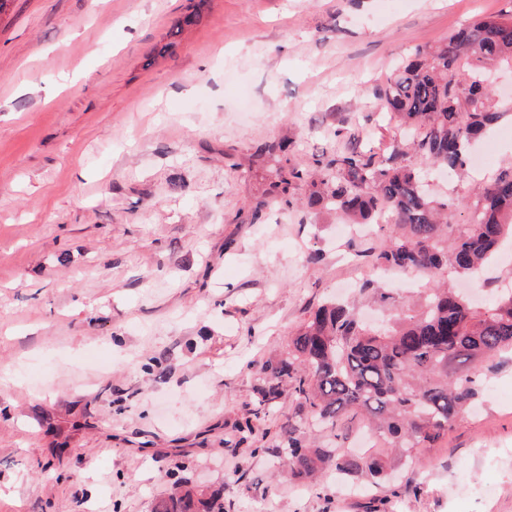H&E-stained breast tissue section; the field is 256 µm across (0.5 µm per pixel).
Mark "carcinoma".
<instances>
[{
    "instance_id": "cac0c4a2",
    "label": "carcinoma",
    "mask_w": 512,
    "mask_h": 512,
    "mask_svg": "<svg viewBox=\"0 0 512 512\" xmlns=\"http://www.w3.org/2000/svg\"><path fill=\"white\" fill-rule=\"evenodd\" d=\"M512 67V15L474 21L434 47L415 51L377 90L381 108L412 132L411 150L426 164L461 169L472 142L502 113L493 108L486 82L501 64ZM280 202L303 183L308 201L364 224L386 215L390 234L376 253L381 268L433 274L443 268L468 274L512 238V170L499 174L468 203L471 223L455 230L441 223L449 203L427 191L408 150L384 158L352 149L320 162L318 175L268 148ZM512 353V292L478 307L445 288H432L422 309L379 329L345 304L319 305L293 336L288 350L262 366L264 409L283 386L295 408L276 453L289 477L312 482L325 469L348 480L380 483L395 454L418 466V450L433 448L477 394L485 365ZM363 415L373 446L337 452L306 446L307 435L333 430L348 414ZM154 512H224V489L185 488Z\"/></svg>"
}]
</instances>
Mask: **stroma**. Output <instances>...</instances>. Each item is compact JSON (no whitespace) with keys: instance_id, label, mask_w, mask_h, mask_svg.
Segmentation results:
<instances>
[{"instance_id":"obj_1","label":"stroma","mask_w":512,"mask_h":512,"mask_svg":"<svg viewBox=\"0 0 512 512\" xmlns=\"http://www.w3.org/2000/svg\"><path fill=\"white\" fill-rule=\"evenodd\" d=\"M512 13V0H13L0 17V512H153L175 482L225 512H512V359L421 466L379 486L292 481L269 448L289 393L258 410L259 368L323 299L375 325L448 282L368 259L380 226L275 203L267 149L388 154L404 135L374 87L416 48ZM178 37H171L175 25ZM482 171L418 165L465 225L476 187L512 167V68ZM260 220H253V211ZM320 252L312 262L311 252ZM381 290L362 291L366 281ZM251 422L253 435L238 427Z\"/></svg>"}]
</instances>
